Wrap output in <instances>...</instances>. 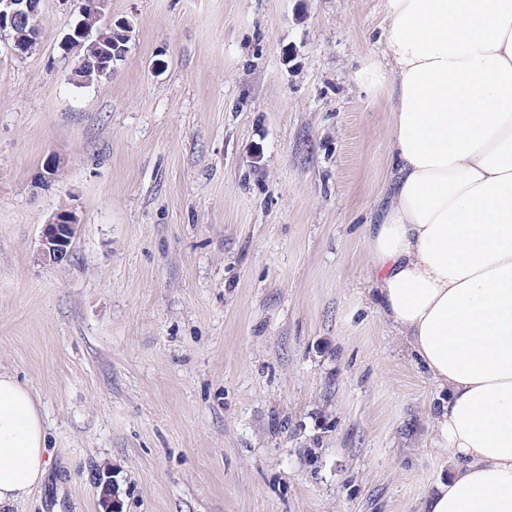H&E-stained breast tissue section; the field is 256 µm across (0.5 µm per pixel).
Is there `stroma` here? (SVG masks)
<instances>
[{"label":"stroma","instance_id":"stroma-1","mask_svg":"<svg viewBox=\"0 0 512 512\" xmlns=\"http://www.w3.org/2000/svg\"><path fill=\"white\" fill-rule=\"evenodd\" d=\"M40 17L0 58V371L52 459L10 512H423L445 394L367 292L383 0H107L86 87L77 0ZM88 2L89 11L88 13L81 17V19L84 20V25L90 27L96 32V35L98 37L97 39V46L101 48H106L107 46H110L113 39V31H115L120 39V42L122 45H117L116 43L113 44V47L115 49V54L118 52H125L126 51V44L129 41L130 38V32H131V26L129 24L123 23L117 26L118 30L114 29V27H107L101 25L102 18H99L97 16V12L93 10L94 2L96 1V5L99 8V12L102 13L105 7V0H84L80 2V15L83 14L86 10V6ZM83 26L81 22H77L76 25L71 29L69 33L66 34L63 42L62 47L68 50H74L77 52V62L79 61V57L83 56L87 53V44L86 45H72L75 42L84 43L87 41H90L93 39V33L89 28H86ZM113 30V31H112ZM72 45V46H71ZM118 46V47H117ZM117 47V48H115ZM98 65L99 73L101 75L108 77L111 74L112 67H109L108 62H98ZM72 75L73 83L79 86L92 85L106 80L101 75H99L93 67H82L76 70ZM78 226L72 210L61 209L53 215L42 232L41 254L45 262L58 263L70 257Z\"/></svg>","mask_w":512,"mask_h":512}]
</instances>
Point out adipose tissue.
<instances>
[{"label": "adipose tissue", "mask_w": 512, "mask_h": 512, "mask_svg": "<svg viewBox=\"0 0 512 512\" xmlns=\"http://www.w3.org/2000/svg\"><path fill=\"white\" fill-rule=\"evenodd\" d=\"M387 203L370 291L447 398L451 478L424 512H512V0H385ZM50 461L31 388L0 372V512Z\"/></svg>", "instance_id": "ef3b65f1"}]
</instances>
